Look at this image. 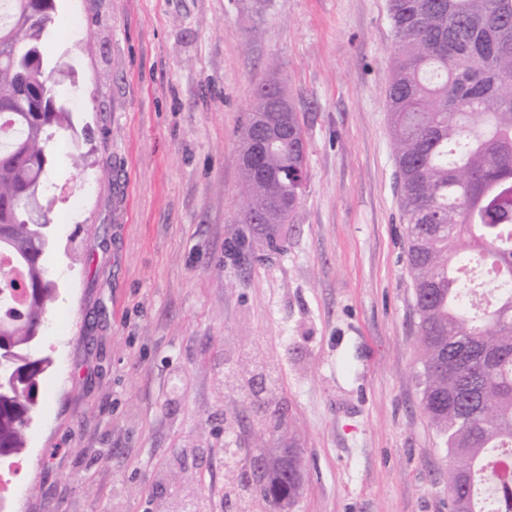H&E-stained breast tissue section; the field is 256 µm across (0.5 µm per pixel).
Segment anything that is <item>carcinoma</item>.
<instances>
[{
	"mask_svg": "<svg viewBox=\"0 0 512 512\" xmlns=\"http://www.w3.org/2000/svg\"><path fill=\"white\" fill-rule=\"evenodd\" d=\"M55 0H9L0 18V257L34 291L0 337L13 346L0 370V465L26 448L40 411L38 330L59 288L42 264L55 247L53 150L75 132L69 101L41 46ZM395 58L386 110L407 234L420 351L421 405L449 457V512H512V0H389ZM264 82L238 133L254 149L253 113L269 111ZM307 147L299 118L288 141L262 154L273 176L241 173L243 223L267 242L303 194ZM299 487L279 473L263 492L272 505Z\"/></svg>",
	"mask_w": 512,
	"mask_h": 512,
	"instance_id": "obj_1",
	"label": "carcinoma"
}]
</instances>
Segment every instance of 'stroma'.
Segmentation results:
<instances>
[{"mask_svg": "<svg viewBox=\"0 0 512 512\" xmlns=\"http://www.w3.org/2000/svg\"><path fill=\"white\" fill-rule=\"evenodd\" d=\"M59 297L9 512H234L295 451L288 512H448L421 406L387 123L388 0H56L43 46ZM278 80L308 141L274 244L241 223L237 131Z\"/></svg>", "mask_w": 512, "mask_h": 512, "instance_id": "obj_1", "label": "stroma"}]
</instances>
